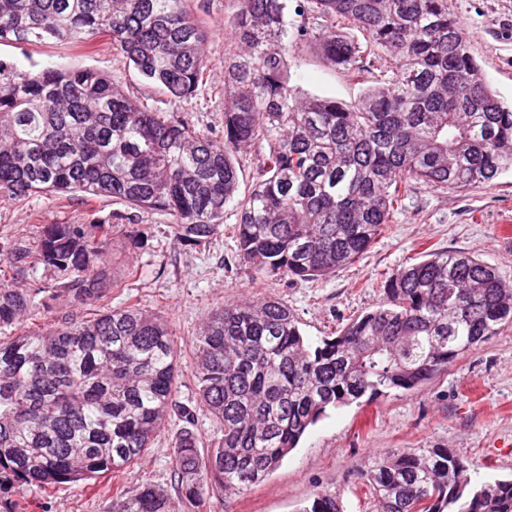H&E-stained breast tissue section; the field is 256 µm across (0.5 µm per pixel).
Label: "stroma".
<instances>
[{
  "label": "stroma",
  "instance_id": "1",
  "mask_svg": "<svg viewBox=\"0 0 512 512\" xmlns=\"http://www.w3.org/2000/svg\"><path fill=\"white\" fill-rule=\"evenodd\" d=\"M192 10L212 28L206 54L213 62L210 86L189 98L163 94L146 82L112 46L109 37L85 45H0V57L27 68L93 69L110 74L127 95L150 109L190 118L214 139L224 137V56L232 47L231 28L239 0H191ZM448 10L473 39L480 69L504 103L512 104V0H448ZM291 74L305 92L355 105L361 87L326 65L317 49L302 46L293 55ZM234 204L211 243L194 246L177 239L171 215L139 210L99 198L82 204L53 193L22 200L0 197V246L35 240L43 224H87L92 218L120 215L111 247L114 272L123 277L135 267L140 277L131 293L141 306L169 324L179 353L176 396L193 401V342L207 314L224 303L272 296L299 317L306 336L316 340L344 327L379 300L384 273L422 260L437 250L478 254L497 268L512 288V172L495 185L452 192L416 186L394 224L354 264L325 279L287 281L262 277L240 266ZM52 269L38 265L16 280L35 290L34 326L71 314L65 296L44 287L55 284ZM174 430H166L137 464L95 479L41 490L0 484V506L14 512H112L116 491L132 493L145 484L169 497L179 495L174 477ZM414 448H448L472 460L474 480L512 476V326L459 355L448 367L411 391L394 390L369 403L327 411L282 464L243 494L224 493L209 501L207 512H301L316 489L335 493L344 512H376L361 471L382 456Z\"/></svg>",
  "mask_w": 512,
  "mask_h": 512
}]
</instances>
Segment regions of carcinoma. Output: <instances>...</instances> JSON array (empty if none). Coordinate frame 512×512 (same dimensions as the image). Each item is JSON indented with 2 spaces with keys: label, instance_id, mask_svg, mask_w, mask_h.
Masks as SVG:
<instances>
[{
  "label": "carcinoma",
  "instance_id": "cac0c4a2",
  "mask_svg": "<svg viewBox=\"0 0 512 512\" xmlns=\"http://www.w3.org/2000/svg\"><path fill=\"white\" fill-rule=\"evenodd\" d=\"M108 35L148 81L179 98L208 83L207 22L189 0H0V43L86 44ZM224 56V140L150 110L91 69L37 72L0 58V195L108 197L174 217L178 239L211 242L239 187L236 154L266 144L236 204L237 256L267 277L319 280L351 265L414 185L464 191L512 171V108L485 82L448 0H239ZM314 43L362 85L355 106L307 96L289 59ZM115 225L45 224L0 250V478L26 486L93 479L140 459L180 423L181 502L202 512L282 463L327 410L413 390L512 325V289L464 251H439L381 281V299L312 343L275 297L226 303L195 338L197 403L179 402L169 325L126 298L91 317L23 326L35 265L85 307L127 284L108 252ZM204 409L220 437L198 453ZM376 512H512V479L471 482L446 448L392 454L360 473ZM150 485L112 512H180ZM302 512H341L316 491ZM57 281L56 273L53 269L44 267L43 265H36L33 271L26 274V277L19 278L13 281L12 284L18 288L36 289V287L46 286L47 284L54 285Z\"/></svg>",
  "mask_w": 512,
  "mask_h": 512
}]
</instances>
